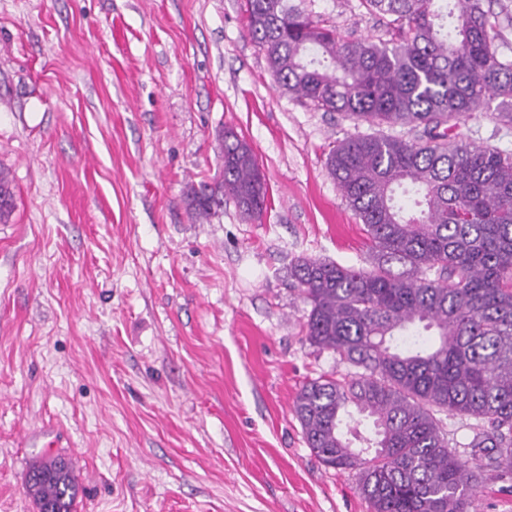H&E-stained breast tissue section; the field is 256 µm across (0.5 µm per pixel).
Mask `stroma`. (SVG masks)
I'll list each match as a JSON object with an SVG mask.
<instances>
[{
	"label": "stroma",
	"instance_id": "obj_1",
	"mask_svg": "<svg viewBox=\"0 0 512 512\" xmlns=\"http://www.w3.org/2000/svg\"><path fill=\"white\" fill-rule=\"evenodd\" d=\"M341 38L388 40L363 0H307ZM252 147L267 208L191 218L217 135ZM392 134L283 89L246 0H0V512H37L29 466L72 463L76 512H369L357 471L324 466L292 413L349 373L311 346L290 268L371 265L327 160ZM467 141L512 153L477 112Z\"/></svg>",
	"mask_w": 512,
	"mask_h": 512
}]
</instances>
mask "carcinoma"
Returning <instances> with one entry per match:
<instances>
[{"instance_id":"carcinoma-1","label":"carcinoma","mask_w":512,"mask_h":512,"mask_svg":"<svg viewBox=\"0 0 512 512\" xmlns=\"http://www.w3.org/2000/svg\"><path fill=\"white\" fill-rule=\"evenodd\" d=\"M485 0H366L393 17L390 39L344 40L294 0H247L249 35L282 86L326 112L412 126L415 140L366 135L336 144L330 176L360 217L373 262L355 269L300 258L290 275L310 306L306 340L356 368L304 383L293 401L326 466L357 470L371 512H471L483 472L512 473V154L457 132L497 102L512 123V59L495 45ZM222 180L191 186L208 220L234 202L248 218L267 189L249 144L218 136ZM14 208L0 171V220ZM464 415L471 461L436 413ZM38 512H73L69 460L24 479Z\"/></svg>"}]
</instances>
